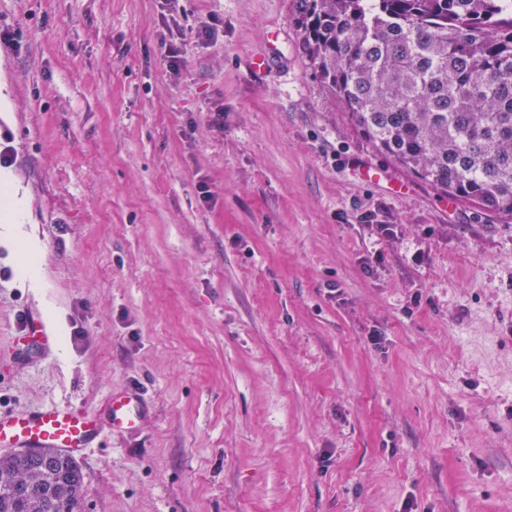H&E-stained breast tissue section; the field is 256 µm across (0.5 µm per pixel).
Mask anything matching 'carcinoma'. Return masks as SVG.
Wrapping results in <instances>:
<instances>
[{
    "instance_id": "cac0c4a2",
    "label": "carcinoma",
    "mask_w": 512,
    "mask_h": 512,
    "mask_svg": "<svg viewBox=\"0 0 512 512\" xmlns=\"http://www.w3.org/2000/svg\"><path fill=\"white\" fill-rule=\"evenodd\" d=\"M315 78L380 153L437 192L512 219V0H295ZM54 448L0 455V512H82Z\"/></svg>"
}]
</instances>
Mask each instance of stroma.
<instances>
[{
  "label": "stroma",
  "instance_id": "1",
  "mask_svg": "<svg viewBox=\"0 0 512 512\" xmlns=\"http://www.w3.org/2000/svg\"><path fill=\"white\" fill-rule=\"evenodd\" d=\"M293 18L0 0L19 41L0 146L25 198L0 240V408L102 419L139 395L141 429L103 428L79 461L85 512H512V219L378 153Z\"/></svg>",
  "mask_w": 512,
  "mask_h": 512
}]
</instances>
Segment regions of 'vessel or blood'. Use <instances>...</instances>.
Here are the masks:
<instances>
[{"label":"vessel or blood","instance_id":"b4317fda","mask_svg":"<svg viewBox=\"0 0 512 512\" xmlns=\"http://www.w3.org/2000/svg\"><path fill=\"white\" fill-rule=\"evenodd\" d=\"M108 421L116 433L140 429L143 412L138 399L113 393ZM98 436L97 422L70 405L39 407L21 414L0 409V449L56 448L80 459Z\"/></svg>","mask_w":512,"mask_h":512}]
</instances>
